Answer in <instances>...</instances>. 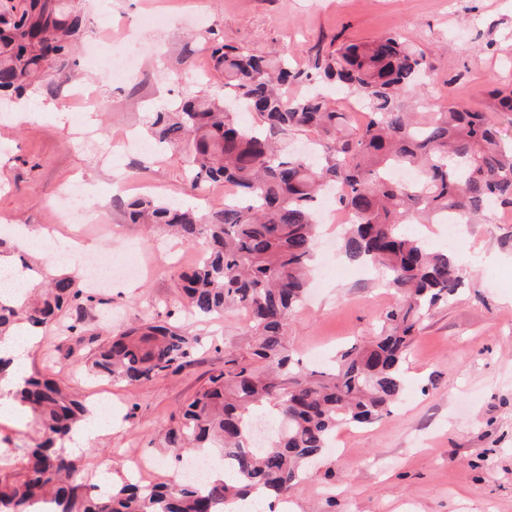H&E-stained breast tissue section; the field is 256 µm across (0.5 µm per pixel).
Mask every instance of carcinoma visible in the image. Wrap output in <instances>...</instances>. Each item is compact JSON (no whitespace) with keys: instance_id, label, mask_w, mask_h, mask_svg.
Segmentation results:
<instances>
[{"instance_id":"obj_1","label":"carcinoma","mask_w":512,"mask_h":512,"mask_svg":"<svg viewBox=\"0 0 512 512\" xmlns=\"http://www.w3.org/2000/svg\"><path fill=\"white\" fill-rule=\"evenodd\" d=\"M86 32L79 0H21L0 9V95L58 96L79 66ZM213 69L224 76L218 94H194L171 111H156V143L185 154L190 189L231 184L235 194L208 212L168 199L115 196L129 224L166 229L204 252L179 275L190 311L199 318L244 310L251 357L228 353L224 369L172 417L164 434L174 450L218 451L229 463L225 480L205 490L181 481L142 485L128 477L105 491L88 482L81 462L67 455L91 408L70 384L41 373L25 377L15 397L31 419L30 442L0 441V512H224V506L261 486L283 499L300 482L306 463L328 447L336 428L372 424L392 413L404 393L407 351L419 323L459 292L454 257L433 252L408 232L415 221H461L494 199L512 200V139L499 137L487 113L453 102L435 112L404 110L401 92L430 67L426 54L392 31L370 40L316 50L309 69L296 71L292 54L258 55L229 46L206 30ZM336 80L364 104L366 120L323 92L291 96L303 80ZM491 109L512 112V90L487 91ZM244 104L253 120L237 119ZM315 135L316 151L295 154L288 137ZM415 170L402 183L393 169ZM336 206L351 223L341 252L379 272L401 302L381 316L380 331L353 344L325 370L293 358L288 316L303 301L313 260L318 200L336 187ZM73 270L55 276L40 294H0V339L26 324L50 328L70 315L66 330L81 335L84 306L93 302ZM200 349L196 336L156 314L149 324L102 340L87 370L138 387L175 374ZM271 408L281 423L273 443L250 446L251 414Z\"/></svg>"}]
</instances>
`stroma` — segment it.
Listing matches in <instances>:
<instances>
[{
    "label": "stroma",
    "mask_w": 512,
    "mask_h": 512,
    "mask_svg": "<svg viewBox=\"0 0 512 512\" xmlns=\"http://www.w3.org/2000/svg\"><path fill=\"white\" fill-rule=\"evenodd\" d=\"M112 26H100L97 0H87L88 40L116 46L126 29L137 36L144 57L135 81L114 85L83 66L82 80H99L104 97L100 122L107 135H145L152 108L197 91L193 75L208 71L207 91L224 80L212 70L203 43H191L199 25L188 10L208 16L224 43L256 53L289 47L298 68L308 53L330 51L344 41L367 40L397 29L422 49L432 69L422 85L402 93L414 111L453 101L483 110L484 92L512 88V0H110ZM72 110L64 98L54 109L38 108L14 120H0V217L8 224L48 229L63 240L73 225L54 221L58 188L74 179L99 192L97 204L111 222L82 227L91 253L108 260L142 250L141 278L96 291L87 306L82 337L65 325L47 331L30 353V370L55 375L77 387L98 414H111L112 430L80 449L87 469L108 465L111 478L125 470L124 451L160 460L151 479L169 478L172 455L152 446L180 405L224 368V354L250 352L246 317L237 312L194 321L174 284L179 264L196 251L166 233L124 223L111 205L110 172L92 153L70 143ZM118 166L154 195L200 209L224 203L221 187L211 200L191 191L182 153L146 149ZM409 232L434 247L451 248L463 271V285L447 305L425 319L405 366L406 391L394 413L363 428L340 426L330 448L290 493L288 512H512V205L494 206L485 216L462 223L456 245L444 224H412ZM337 229L324 232L304 304L288 320L299 358L318 352L331 363L351 343L373 336L377 322L398 297L378 285L373 273L340 260ZM167 308L172 321L188 323L205 345L192 365L138 388L113 383L96 392L77 366L99 339L136 325Z\"/></svg>",
    "instance_id": "obj_1"
}]
</instances>
